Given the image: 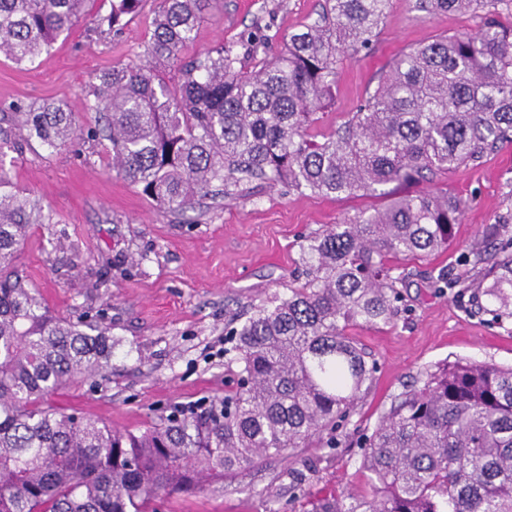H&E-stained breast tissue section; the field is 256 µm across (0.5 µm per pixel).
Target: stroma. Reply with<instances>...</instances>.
Here are the masks:
<instances>
[{"instance_id": "35a3bbf8", "label": "stroma", "mask_w": 512, "mask_h": 512, "mask_svg": "<svg viewBox=\"0 0 512 512\" xmlns=\"http://www.w3.org/2000/svg\"><path fill=\"white\" fill-rule=\"evenodd\" d=\"M410 3L391 0L372 52L339 64L336 106L324 114L322 127L354 111L401 52L481 25L473 14L421 18ZM321 5L322 0H224L202 20L184 55L267 29L288 37L314 22ZM101 7L92 0L90 15ZM156 8L155 0H143L120 33L110 36L97 32L89 15L65 42L29 66L0 57V113L16 104L55 102L73 112L81 131L57 151L31 141L14 154V182L39 197L54 217L53 223L32 225L18 267L56 314L102 315L117 341L111 370L60 390L54 402L129 430L147 427L169 405L223 396L225 326L267 297L287 295L306 236L383 203L379 196L317 197L256 180L245 195L217 200L208 209L158 211L113 170L104 143L87 138L97 115L85 109L101 71L142 57ZM429 187L460 196L466 203L463 220L451 247L424 261L401 262L409 309L395 325L350 329L376 371L349 422L336 432L338 448L310 440L284 457L227 474L222 491L164 497L158 512H301L291 490L301 474L314 493L365 491L357 440L373 431L395 397L422 386L427 373L447 363L512 365V318L493 322L469 294L436 291L429 279L434 270L464 272L463 256L483 225L512 215V144L478 167L434 177Z\"/></svg>"}]
</instances>
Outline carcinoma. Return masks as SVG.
Listing matches in <instances>:
<instances>
[{
	"label": "carcinoma",
	"mask_w": 512,
	"mask_h": 512,
	"mask_svg": "<svg viewBox=\"0 0 512 512\" xmlns=\"http://www.w3.org/2000/svg\"><path fill=\"white\" fill-rule=\"evenodd\" d=\"M89 0H0V54L33 64L66 40ZM142 0H110L97 29L122 30ZM218 0H159L138 63L98 75L86 108L104 115L90 137L112 167L165 212L244 191L254 179L318 197L381 195L385 203L299 245L304 282L274 295L233 328V387L205 405L170 408L148 427L114 429L52 405L63 388L112 367L110 329L53 313L18 269L32 224L53 216L6 166L18 143L0 140V512H154L174 493L224 489V475L281 457L348 421L373 368L347 329L391 326L403 295L398 260L454 243L465 202L448 190L411 192L430 177L475 167L512 143V0H413L426 18L478 14L455 33L390 61L339 125L319 131L336 102L345 54L369 53L389 0H323L317 20L281 39L262 33L219 44L165 69L191 45ZM280 51L267 57L273 41ZM27 141L57 150L77 138L55 102L17 107ZM508 220L483 230L488 245ZM467 281L480 309L512 317V253L471 250ZM369 489L294 498L308 512H512V367L456 362L406 391L364 437Z\"/></svg>",
	"instance_id": "1"
}]
</instances>
